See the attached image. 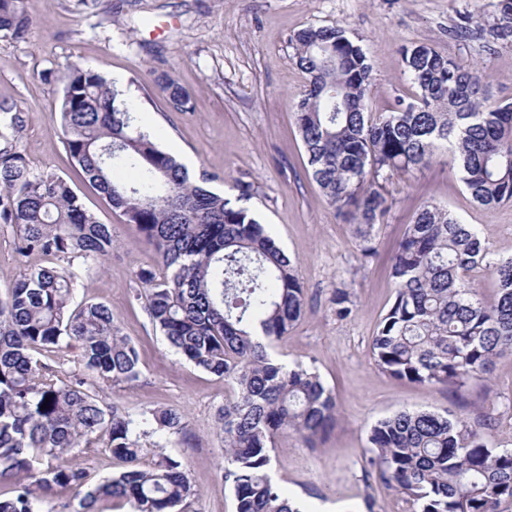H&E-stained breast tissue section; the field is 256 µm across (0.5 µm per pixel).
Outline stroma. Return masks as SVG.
Returning a JSON list of instances; mask_svg holds the SVG:
<instances>
[{"label":"stroma","instance_id":"1","mask_svg":"<svg viewBox=\"0 0 512 512\" xmlns=\"http://www.w3.org/2000/svg\"><path fill=\"white\" fill-rule=\"evenodd\" d=\"M493 0H103L98 14L76 11L73 0H23L31 19L26 40L0 38V104L24 119L19 149L31 166L71 174L70 158L54 111L61 87L46 73L70 63L99 68L118 80L136 103L137 123L154 134L191 176L207 171L212 187L252 183L244 200L283 249L299 259L307 310L276 352L286 362L315 369L336 397L338 420L321 441L306 445L291 434L277 438L275 480L304 512H412L407 498L377 479H365L364 448L372 425L400 409L434 408L462 416L492 413L493 442L512 448V355L499 358L490 382L457 389L428 388L379 369L370 338L391 306L395 283L390 258L418 209L433 203L474 224L495 254L512 256V203L484 207L465 190L445 148L414 170L381 178L386 213L374 226L363 257L355 227L339 216L308 176V159L293 112L306 75L294 58L292 37L309 26H341L373 66L365 109H391L396 96H412L401 49L425 45L462 63L488 66L489 104H512V41L486 45L450 36L462 9L491 16ZM170 74L189 94L187 110L172 107L154 79ZM75 190L99 221L111 225L117 248L102 267L77 265L75 301L107 304L139 352L140 379L103 395L133 413L159 407L182 410L179 458L199 491L189 512H235L220 467L224 443L215 416L227 396L223 379L184 361L166 345L135 294L138 268H154L158 255L133 225L88 182ZM355 303L337 319L336 289Z\"/></svg>","mask_w":512,"mask_h":512}]
</instances>
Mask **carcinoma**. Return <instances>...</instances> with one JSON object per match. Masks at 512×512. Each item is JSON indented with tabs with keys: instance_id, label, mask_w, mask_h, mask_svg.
<instances>
[{
	"instance_id": "obj_1",
	"label": "carcinoma",
	"mask_w": 512,
	"mask_h": 512,
	"mask_svg": "<svg viewBox=\"0 0 512 512\" xmlns=\"http://www.w3.org/2000/svg\"><path fill=\"white\" fill-rule=\"evenodd\" d=\"M492 18L457 13L451 29L487 43L512 40V0ZM21 0H0V38L26 39ZM308 85L294 121L311 178L349 223L372 227L385 211L377 187L387 171L427 164L444 142L461 181L482 206L512 201V105L490 106L482 71L418 45L402 52L416 89L389 112L363 109L372 66L341 26H310L292 39ZM55 108L74 172L154 246L161 272L139 269V291L152 325L194 367L224 379L219 411L224 481L235 512H301L272 476L279 435L311 443L336 423L333 392L301 362L273 353L305 307L300 262L290 258L247 208L208 188L218 177L190 178L185 167L136 123L132 100L95 67L59 71ZM177 109L185 90L155 78ZM0 224L15 252L49 265L24 268L0 295V512H52L45 494H83L82 512H187L198 490L167 444L141 439L183 433L176 408L133 415L101 403L100 392L140 378L139 353L102 303L73 304V261L97 264L112 254V226L102 224L51 167L34 168L18 148L23 118L0 107ZM486 271L496 294L487 302L470 274ZM395 299L370 339L375 364L398 380L462 388L489 379L512 354V256L497 257L473 224L428 203L407 225L391 259ZM336 318L353 312L349 294L332 299ZM79 358L66 369L67 352ZM488 414L471 419L430 410H398L371 428L364 458L403 492L413 512H512V449L489 445ZM125 468L89 485L72 455L98 450Z\"/></svg>"
}]
</instances>
